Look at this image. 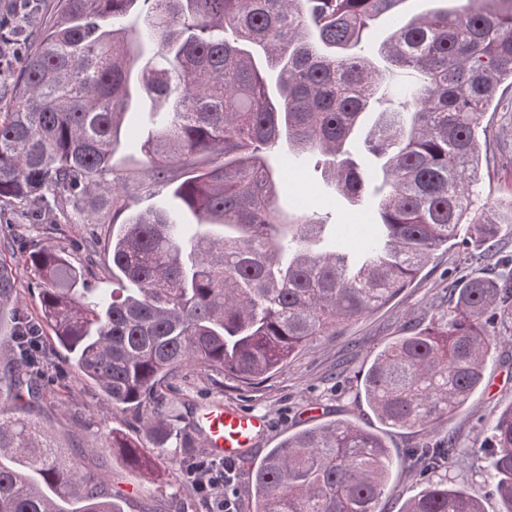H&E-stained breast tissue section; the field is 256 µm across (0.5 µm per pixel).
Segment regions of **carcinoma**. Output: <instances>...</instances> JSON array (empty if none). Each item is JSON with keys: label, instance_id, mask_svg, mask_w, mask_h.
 Returning a JSON list of instances; mask_svg holds the SVG:
<instances>
[{"label": "carcinoma", "instance_id": "1", "mask_svg": "<svg viewBox=\"0 0 512 512\" xmlns=\"http://www.w3.org/2000/svg\"><path fill=\"white\" fill-rule=\"evenodd\" d=\"M487 0L406 19L403 0H58L51 24L31 35L11 107L0 111V207L50 193L65 210L84 199L112 209L108 273L116 288L88 297L62 252L35 244L41 322L18 304L17 274L0 264V512H121L105 477L63 450L30 416L43 400L42 329L61 359L98 387L143 435L112 430L127 465L148 469L161 448L181 473L202 460L189 437L170 447L169 392L187 369L250 387L288 367L302 349L391 302L462 225L480 245L506 216L474 209L482 162L478 131L512 79V0ZM390 14L380 34L371 22ZM359 48L354 53L352 49ZM404 72L411 83L390 85ZM402 99L401 108L373 104ZM149 100L157 131L132 145L143 172L112 165L133 102ZM321 157L326 185L371 216L353 263L326 225L278 201L268 157ZM173 187L194 231L166 209L118 218L141 192ZM448 318L385 344L365 374L367 407L390 428H434L484 381L501 337L499 306L512 302V271L455 289ZM494 490L512 512V406L492 425ZM460 451L408 448L403 461L437 470ZM394 466L375 432L333 420L304 428L253 469L252 512H380ZM401 512H483L464 489L427 482Z\"/></svg>", "mask_w": 512, "mask_h": 512}]
</instances>
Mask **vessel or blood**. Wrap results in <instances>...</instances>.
<instances>
[{
  "label": "vessel or blood",
  "instance_id": "1",
  "mask_svg": "<svg viewBox=\"0 0 512 512\" xmlns=\"http://www.w3.org/2000/svg\"><path fill=\"white\" fill-rule=\"evenodd\" d=\"M201 440L211 454L227 459L241 458L266 428L265 417L238 408L215 404L198 415Z\"/></svg>",
  "mask_w": 512,
  "mask_h": 512
}]
</instances>
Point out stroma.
Here are the masks:
<instances>
[{
	"label": "stroma",
	"mask_w": 512,
	"mask_h": 512,
	"mask_svg": "<svg viewBox=\"0 0 512 512\" xmlns=\"http://www.w3.org/2000/svg\"><path fill=\"white\" fill-rule=\"evenodd\" d=\"M484 122L489 160L480 168L476 190L485 206L507 207L512 205V112H487ZM151 128L148 112L130 114L115 144L112 162L116 169L133 174L143 168L144 158L132 149L131 140L146 136ZM277 178L283 206L300 200L315 220L351 225L348 243L362 240L364 214L344 199H330L320 169L311 164L291 167L280 171ZM40 209V242L64 250L76 268L92 269L88 285L96 292L111 291L112 280L103 273L108 264L109 225L73 223L50 201L41 204ZM27 253L24 247L0 250V262L19 268L17 294L21 307L36 320L41 315L39 293L34 276L23 270ZM511 257L512 229L508 227L493 243L477 248L462 242L451 250L438 251L411 285L389 304L343 325L336 335L314 342L283 372L251 388L241 389L233 379L213 372H189L178 383L177 400L168 412V421L182 432H191L197 410L211 402L265 416L266 432L236 463L238 478L231 497L237 512H252L248 473L270 448L290 433L336 419L373 426L396 457L422 442L436 443L454 434L466 448V455L450 461L430 479L467 488L480 497L484 512H500L490 459L469 456L468 451L490 445L492 420L501 409L512 405V304L502 307L495 320L497 332L507 342L488 359L483 385L455 416L442 421L435 430L387 429L376 424L372 413L359 401L358 389L372 356L384 344L402 335L408 324L423 328L437 321L447 312L455 287L466 279L497 272L501 262ZM43 347L42 369L49 379V390L34 415L60 438L62 445L87 449V463L106 475L112 499L122 512H155L161 501L170 499L180 502L183 512H206L192 491L179 482L168 457H160L161 475L155 479L123 462L111 446L113 430L126 427L123 414L113 411L94 384L76 378L59 357L51 330L43 332ZM425 482L411 467L395 465L380 504L382 512H399Z\"/></svg>",
	"instance_id": "1"
}]
</instances>
